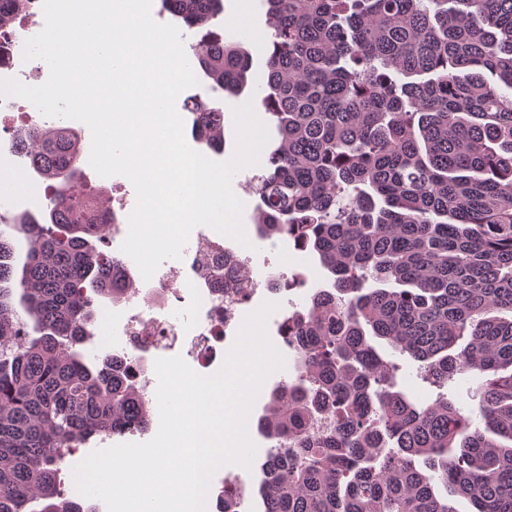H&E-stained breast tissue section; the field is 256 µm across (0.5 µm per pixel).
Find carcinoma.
<instances>
[{
	"instance_id": "1",
	"label": "carcinoma",
	"mask_w": 512,
	"mask_h": 512,
	"mask_svg": "<svg viewBox=\"0 0 512 512\" xmlns=\"http://www.w3.org/2000/svg\"><path fill=\"white\" fill-rule=\"evenodd\" d=\"M189 28L222 0H162ZM263 102L279 139L253 195L263 241L296 242L331 278L287 316L296 378L258 428L265 512H512V0H265ZM27 0H0V30ZM214 92L239 95V41L200 43ZM187 111L197 143H224V111ZM27 166L56 181L39 213L0 230V512H86L61 494L65 453L150 423V401L113 356L90 366L94 298L120 292L107 224L72 193L68 127L17 131ZM29 243L14 303L13 239ZM438 386L469 371L485 427L446 397L399 387L379 342ZM217 512H238L230 489Z\"/></svg>"
}]
</instances>
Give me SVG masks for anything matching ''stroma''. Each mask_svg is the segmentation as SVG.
Returning <instances> with one entry per match:
<instances>
[{
	"mask_svg": "<svg viewBox=\"0 0 512 512\" xmlns=\"http://www.w3.org/2000/svg\"><path fill=\"white\" fill-rule=\"evenodd\" d=\"M240 0H224V12L215 21L214 31L224 34L229 40H242L251 50L253 55V71L257 78L256 83L246 90L244 97L238 98L226 93H216L209 89L207 80H200L198 86L189 88V95L200 96L206 101H215L224 110V138L225 147L222 153L216 154L215 159L219 162L230 160L236 149L235 121L233 109L241 105L243 98L254 99L256 113H263L264 106L260 100L261 85L260 76L265 71V47L271 33L267 7L263 0H250L251 28L247 31L239 30L236 23ZM53 125L64 126L75 130L80 137L81 149L85 156L80 160V174L73 181V192L75 195H83L90 188L96 187L100 190L99 201L104 206H111L113 200L126 198L135 200L136 191L131 180L123 175L109 177L100 176L90 165L86 156L91 149V131L89 127L78 120L56 117L52 120ZM251 266L257 277L265 278L271 276L272 272L280 268H288L292 272L304 273L307 281L304 285L293 288L289 291L272 294L264 291L257 294L253 300L254 306H261L262 303L279 302V309L268 319L266 330L270 341L275 347H282L283 339L279 334V325L285 316L296 310L304 309L310 294L316 288L326 285L327 277L319 266L317 260L310 254L294 250L288 244L279 239L256 242L251 250ZM112 303L108 300L95 301L93 309L96 314L93 324L94 335L84 347L83 352L87 358L104 356L113 350L118 349L122 344L121 336L112 332L111 320L105 319L106 311L111 310ZM295 371L293 365H286L284 370L271 374L262 384L258 397L255 400L247 420V432L251 441L256 445L257 450L251 467H243L238 464H227L221 467L212 477L209 488L211 494H218L223 486L233 485L236 481H244L248 488V498L243 506L244 512H263V503L258 494V486L262 478V466L270 450L271 443L264 437L257 428L259 418L265 414L270 401L272 390L288 380L293 379ZM158 421H151L148 428L116 435L110 438L94 437L78 448L72 449L62 466L61 486L66 498L78 502L86 508L87 512H107L103 501L97 498H89L80 494L75 485L73 469L81 462L82 458L96 449L106 448L124 443H145L150 441L157 433Z\"/></svg>",
	"mask_w": 512,
	"mask_h": 512,
	"instance_id": "35a3bbf8",
	"label": "stroma"
}]
</instances>
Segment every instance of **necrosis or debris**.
I'll return each mask as SVG.
<instances>
[{
    "label": "necrosis or debris",
    "mask_w": 512,
    "mask_h": 512,
    "mask_svg": "<svg viewBox=\"0 0 512 512\" xmlns=\"http://www.w3.org/2000/svg\"><path fill=\"white\" fill-rule=\"evenodd\" d=\"M34 35L33 23L0 31V80L30 81L34 63L25 59L24 51ZM258 285L244 250L226 247L223 241L194 230L175 275L167 279L153 276L142 282L139 293L125 295L118 315L119 330L125 338L121 360L132 374H140L143 340L151 336L155 347L184 345L194 359L208 364L215 357L214 340L225 336ZM170 295L176 297L179 307L190 310L189 319L171 317L165 303Z\"/></svg>",
    "instance_id": "4bbe7bcc"
}]
</instances>
